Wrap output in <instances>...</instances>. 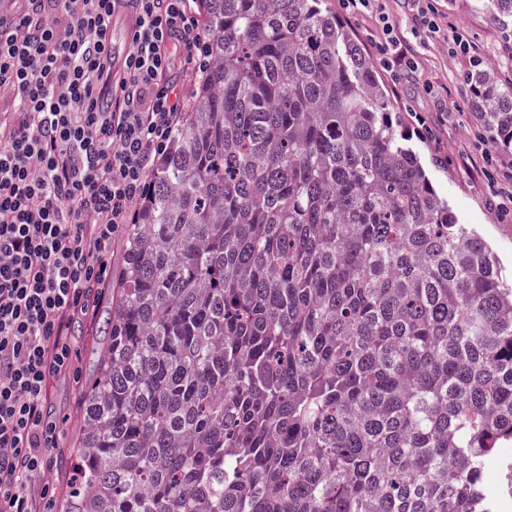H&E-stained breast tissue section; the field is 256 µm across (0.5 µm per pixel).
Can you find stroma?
Wrapping results in <instances>:
<instances>
[{"mask_svg":"<svg viewBox=\"0 0 512 512\" xmlns=\"http://www.w3.org/2000/svg\"><path fill=\"white\" fill-rule=\"evenodd\" d=\"M442 35L430 37L415 22L416 0H379L350 15L340 0H324L358 38L366 55L381 34L380 17L404 35L416 66L398 72L379 69L378 76L394 109L400 113L411 144L434 187L445 197L461 224L481 235L512 275V180L506 176L512 151H502L480 121L464 78L474 69L468 57L455 54L451 37L462 33L475 47L482 70L498 80L512 79V27L472 9L468 0H426ZM111 307L103 297L93 315L75 328L74 375L53 381L48 403L59 421L57 452L62 467L48 476L58 489L55 512H65L74 474V450L81 430L84 391L97 373V358L108 344L105 321Z\"/></svg>","mask_w":512,"mask_h":512,"instance_id":"stroma-1","label":"stroma"}]
</instances>
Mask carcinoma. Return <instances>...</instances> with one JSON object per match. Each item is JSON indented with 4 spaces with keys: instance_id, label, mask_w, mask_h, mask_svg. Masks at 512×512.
I'll list each match as a JSON object with an SVG mask.
<instances>
[{
    "instance_id": "1",
    "label": "carcinoma",
    "mask_w": 512,
    "mask_h": 512,
    "mask_svg": "<svg viewBox=\"0 0 512 512\" xmlns=\"http://www.w3.org/2000/svg\"><path fill=\"white\" fill-rule=\"evenodd\" d=\"M322 0H197L66 512H499L512 285ZM512 17V0H473ZM512 147V87L465 77Z\"/></svg>"
}]
</instances>
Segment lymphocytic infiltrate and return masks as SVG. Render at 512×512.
<instances>
[{
	"mask_svg": "<svg viewBox=\"0 0 512 512\" xmlns=\"http://www.w3.org/2000/svg\"><path fill=\"white\" fill-rule=\"evenodd\" d=\"M0 16V512H41L57 465L53 380L73 327L108 286L113 239L132 223L187 104L174 74L202 34L192 0H6Z\"/></svg>",
	"mask_w": 512,
	"mask_h": 512,
	"instance_id": "f902f5d3",
	"label": "lymphocytic infiltrate"
}]
</instances>
